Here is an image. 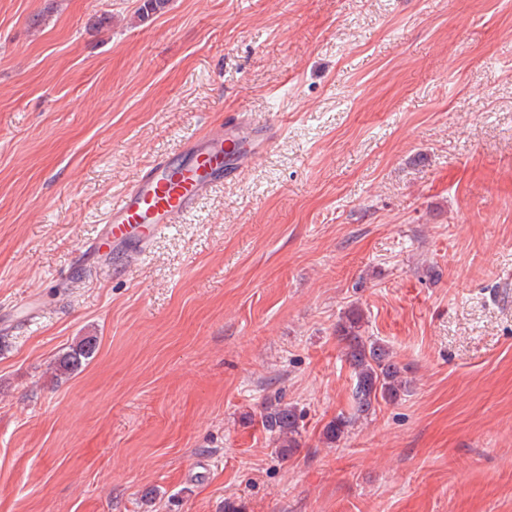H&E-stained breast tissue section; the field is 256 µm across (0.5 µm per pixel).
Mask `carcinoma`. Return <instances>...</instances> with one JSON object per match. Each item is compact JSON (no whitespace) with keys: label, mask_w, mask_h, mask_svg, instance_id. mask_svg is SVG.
I'll list each match as a JSON object with an SVG mask.
<instances>
[{"label":"carcinoma","mask_w":512,"mask_h":512,"mask_svg":"<svg viewBox=\"0 0 512 512\" xmlns=\"http://www.w3.org/2000/svg\"><path fill=\"white\" fill-rule=\"evenodd\" d=\"M362 324V314L353 306L336 325V336L343 345V356L353 370L355 382L351 392L352 412L337 415L324 428L325 439L330 443L349 434L360 418L369 415L380 402L397 401L410 386L404 369L394 360L390 349L364 337ZM94 350L92 340H80L59 359V370L64 374L74 373L92 357ZM261 425L275 438L276 453L286 456L299 446L301 431L294 407L280 403L265 406Z\"/></svg>","instance_id":"obj_1"}]
</instances>
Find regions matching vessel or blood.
Here are the masks:
<instances>
[{"label":"vessel or blood","instance_id":"obj_1","mask_svg":"<svg viewBox=\"0 0 512 512\" xmlns=\"http://www.w3.org/2000/svg\"><path fill=\"white\" fill-rule=\"evenodd\" d=\"M275 128L239 115L225 130L182 147L180 162L155 159L114 202L104 227L87 249L145 255L150 241L191 215L198 201L276 138Z\"/></svg>","mask_w":512,"mask_h":512}]
</instances>
